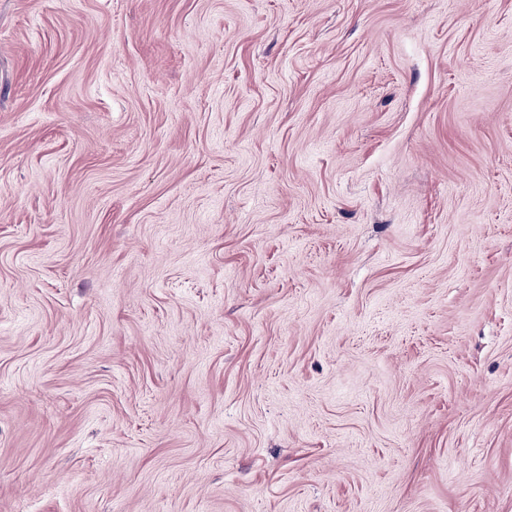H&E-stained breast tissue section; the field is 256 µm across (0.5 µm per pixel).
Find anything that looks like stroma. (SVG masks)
Masks as SVG:
<instances>
[{
	"instance_id": "stroma-1",
	"label": "stroma",
	"mask_w": 512,
	"mask_h": 512,
	"mask_svg": "<svg viewBox=\"0 0 512 512\" xmlns=\"http://www.w3.org/2000/svg\"><path fill=\"white\" fill-rule=\"evenodd\" d=\"M0 512H512V0H0Z\"/></svg>"
}]
</instances>
